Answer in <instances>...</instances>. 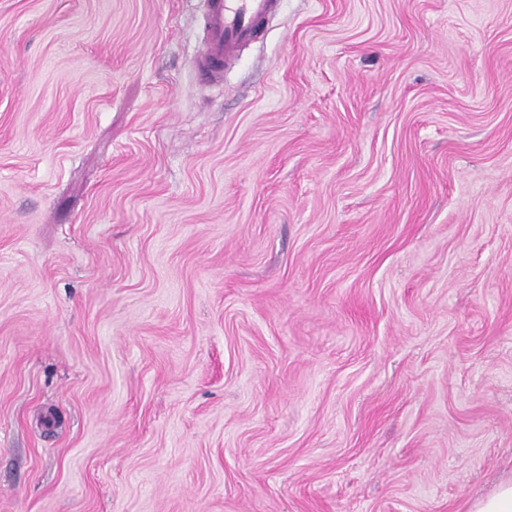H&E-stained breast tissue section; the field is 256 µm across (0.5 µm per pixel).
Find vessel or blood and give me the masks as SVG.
<instances>
[{"instance_id": "b4317fda", "label": "vessel or blood", "mask_w": 512, "mask_h": 512, "mask_svg": "<svg viewBox=\"0 0 512 512\" xmlns=\"http://www.w3.org/2000/svg\"><path fill=\"white\" fill-rule=\"evenodd\" d=\"M276 7L277 0H207L206 47L197 63L202 75L210 82L220 81L225 65L235 61L242 46L256 40Z\"/></svg>"}]
</instances>
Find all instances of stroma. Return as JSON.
<instances>
[{
	"label": "stroma",
	"mask_w": 512,
	"mask_h": 512,
	"mask_svg": "<svg viewBox=\"0 0 512 512\" xmlns=\"http://www.w3.org/2000/svg\"><path fill=\"white\" fill-rule=\"evenodd\" d=\"M0 0V512H466L512 481V0ZM204 18L206 47L197 63L209 82H219L224 67L238 50L258 37L264 21L275 11L276 0H206Z\"/></svg>",
	"instance_id": "stroma-1"
}]
</instances>
